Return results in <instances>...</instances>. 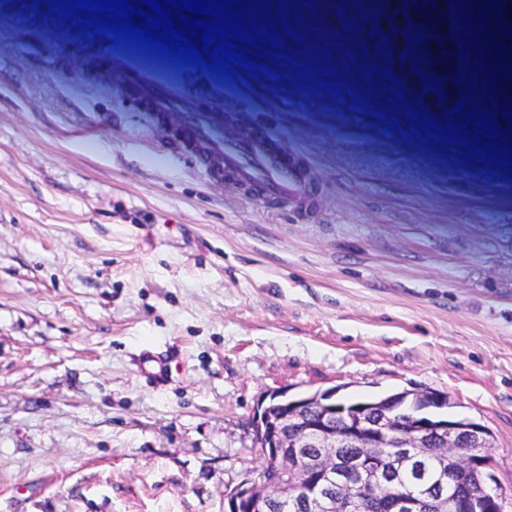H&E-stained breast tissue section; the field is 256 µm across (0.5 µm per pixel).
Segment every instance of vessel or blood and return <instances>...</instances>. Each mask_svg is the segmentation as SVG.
Masks as SVG:
<instances>
[{
    "label": "vessel or blood",
    "instance_id": "1",
    "mask_svg": "<svg viewBox=\"0 0 512 512\" xmlns=\"http://www.w3.org/2000/svg\"><path fill=\"white\" fill-rule=\"evenodd\" d=\"M140 87L143 102L153 112L184 111L194 141L210 142L213 157L219 158L242 183L261 184L271 197L300 199L306 196L308 184L304 175L286 155L271 150L268 135H258L247 145H239L226 140L221 123L211 113L196 110L188 95L158 89L145 81Z\"/></svg>",
    "mask_w": 512,
    "mask_h": 512
}]
</instances>
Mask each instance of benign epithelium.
<instances>
[{"mask_svg":"<svg viewBox=\"0 0 512 512\" xmlns=\"http://www.w3.org/2000/svg\"><path fill=\"white\" fill-rule=\"evenodd\" d=\"M415 14L431 22L444 45L435 39L415 48L425 75L442 79L444 100L422 92L424 82L407 85L431 111H451L462 97L460 59L438 64V55L455 52L458 36L449 27L446 0H409ZM338 389L291 395L275 391L257 405L252 427L266 466L275 476L251 485H241L225 495V512H285L288 499H298L308 512H366L382 484L392 479L413 457L435 455L440 480L413 498L396 504L399 512H420L424 500L433 512H508L512 496L498 477V467L489 452L494 436L473 419L433 415L431 408L448 404V396L436 390L402 391L383 398L351 403L337 401ZM339 448H358L350 459L339 457ZM472 474L481 489L465 499L444 490V481Z\"/></svg>","mask_w":512,"mask_h":512,"instance_id":"7a95c632","label":"benign epithelium"}]
</instances>
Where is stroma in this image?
I'll return each instance as SVG.
<instances>
[{"label": "stroma", "instance_id": "obj_1", "mask_svg": "<svg viewBox=\"0 0 512 512\" xmlns=\"http://www.w3.org/2000/svg\"><path fill=\"white\" fill-rule=\"evenodd\" d=\"M293 10L287 56L362 107L215 81L0 0V512H224L259 478L257 403L334 386L446 393L493 431L512 487V183L405 136L362 0ZM116 58L182 94L208 84L218 115L242 99L316 204L212 174Z\"/></svg>", "mask_w": 512, "mask_h": 512}]
</instances>
